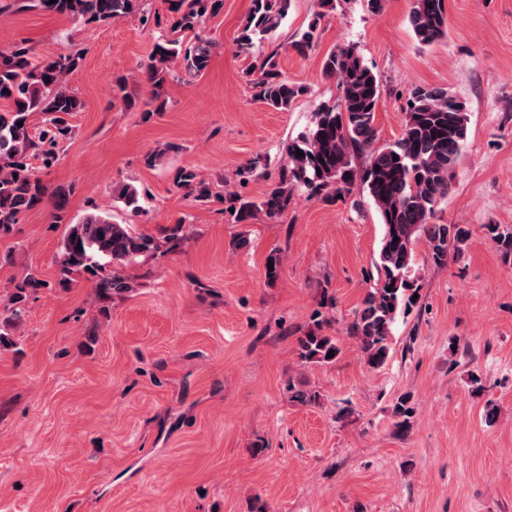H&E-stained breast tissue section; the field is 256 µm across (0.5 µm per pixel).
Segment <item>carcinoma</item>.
<instances>
[{"label": "carcinoma", "instance_id": "carcinoma-1", "mask_svg": "<svg viewBox=\"0 0 512 512\" xmlns=\"http://www.w3.org/2000/svg\"><path fill=\"white\" fill-rule=\"evenodd\" d=\"M249 15L237 37L241 51H249L275 32L288 14L291 0H252ZM18 9H35L82 19L88 23L118 21L134 13L145 24L160 25L155 15L141 11V0H14ZM223 0H173L176 14L174 32L193 31L217 14ZM324 13L309 24L291 47L303 54L318 38ZM408 20L417 41L431 46L447 36L444 0H412ZM216 43L199 34L185 45L177 39L155 44L152 56L141 70V81L152 88L145 102L146 112H163L167 101L162 87L172 67L183 64L185 71H204ZM81 57L61 53L35 59L33 47L22 40L0 50V234L20 223L25 213L44 199L52 200V222L59 223L66 206L63 189L48 191L30 166L32 158L44 168L60 159L64 143L72 138L68 117L83 108L81 99L68 87L66 77L75 71ZM254 82L255 98L267 106L286 111L308 94V87L282 76L278 52L261 56ZM323 73L338 81L341 95L333 104H321L313 113L311 126L288 148V164L279 172L278 182L260 203L230 198L237 220H246L262 210L270 219L282 215L294 192L305 188L336 194L351 193L355 182L374 205L383 233L374 267L377 278L367 291L347 334L357 342L371 369L382 367L389 355L392 327L400 313L415 305L420 284L414 272V246L425 238L428 254L436 265L448 262L450 250L461 256L469 229L462 224H432L439 202L447 197L452 169L466 134L467 112L448 91L436 87H414L407 99L406 118L398 139L377 146L376 112L382 99L379 77L369 68L357 47L345 45L328 53ZM50 81H45V78ZM23 126H17V123ZM303 156H296L297 151ZM370 153L368 165L357 173L358 154ZM176 185L191 189L195 199L206 200L209 183L182 168ZM118 198L133 211L141 209L140 194L130 185L121 187ZM490 241L505 254L512 253V230L498 224L485 225ZM399 241H394V238ZM157 246L155 238L135 231L128 224L112 222L108 215L89 214L68 225L60 243V263L66 271L84 270L96 277V289L103 294L128 292L133 284L106 272L108 266H123ZM42 286L33 276L17 283L14 291L0 301L9 319L19 322L25 314L27 290ZM300 357L305 362L326 363L329 353L339 354L336 337L311 329L299 339Z\"/></svg>", "mask_w": 512, "mask_h": 512}]
</instances>
